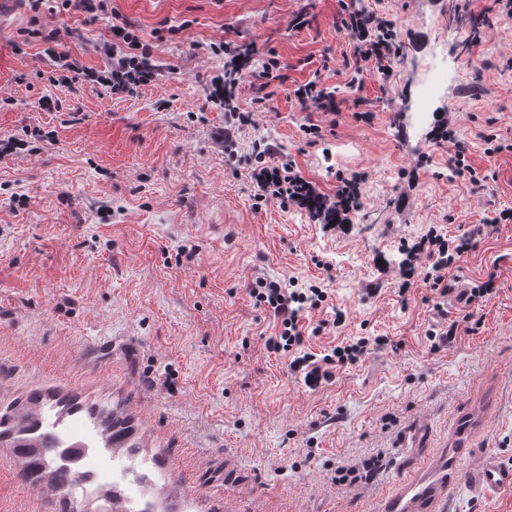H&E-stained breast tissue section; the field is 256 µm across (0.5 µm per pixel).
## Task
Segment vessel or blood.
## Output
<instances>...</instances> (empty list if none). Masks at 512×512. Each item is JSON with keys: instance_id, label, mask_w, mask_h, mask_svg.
Listing matches in <instances>:
<instances>
[{"instance_id": "obj_1", "label": "vessel or blood", "mask_w": 512, "mask_h": 512, "mask_svg": "<svg viewBox=\"0 0 512 512\" xmlns=\"http://www.w3.org/2000/svg\"><path fill=\"white\" fill-rule=\"evenodd\" d=\"M464 484L478 499L512 495V465L483 448H462L433 467L411 465L382 512H450L454 487Z\"/></svg>"}]
</instances>
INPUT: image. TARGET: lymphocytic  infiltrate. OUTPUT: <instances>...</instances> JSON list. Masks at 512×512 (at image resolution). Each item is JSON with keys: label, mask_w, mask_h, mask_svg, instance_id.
Returning <instances> with one entry per match:
<instances>
[{"label": "lymphocytic infiltrate", "mask_w": 512, "mask_h": 512, "mask_svg": "<svg viewBox=\"0 0 512 512\" xmlns=\"http://www.w3.org/2000/svg\"><path fill=\"white\" fill-rule=\"evenodd\" d=\"M336 26L344 32L351 46L352 83H361L369 74L386 79L393 77L394 63L402 50L394 19L372 8L368 0H341ZM110 31L112 40L103 46L110 64L107 70L96 71L83 67L69 51L61 48L57 30H40L44 55L60 73L59 84L82 81L104 86L112 94L121 96L160 78L162 71L153 60L151 47L143 44L127 23H111ZM211 50L225 56L224 75L212 81L209 100L224 108V149L230 153L237 144L239 130L254 122L252 113L239 111L235 91L240 78L256 63L257 49L252 44L223 41L212 45ZM293 95L304 112L335 113L341 109L335 89L326 86L319 77L295 88ZM252 150L256 163L250 168L249 178L258 189L256 201H275L282 208L304 211L314 223L330 227L351 223L353 215L361 208L364 172H349L341 177L335 192L328 193L315 180L305 176L294 161L275 162L278 152L275 143L258 141ZM473 247V237H448L434 229L428 230L410 247V258L427 261L422 280L429 284L434 294L435 309H442L454 291L450 270ZM251 295L280 322L278 334L267 340L268 349L290 355V370L302 374L306 386H319L332 378L334 369L357 363L369 350L389 343L384 336H356L320 353L307 347L303 320L309 311L323 307L327 301L328 291L322 284L302 287L261 279L256 281Z\"/></svg>", "instance_id": "1"}]
</instances>
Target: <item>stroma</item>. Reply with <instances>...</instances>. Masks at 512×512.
<instances>
[{
  "label": "stroma",
  "instance_id": "1",
  "mask_svg": "<svg viewBox=\"0 0 512 512\" xmlns=\"http://www.w3.org/2000/svg\"><path fill=\"white\" fill-rule=\"evenodd\" d=\"M396 18L395 76L348 87L338 0H108L110 13L153 46L163 74L116 99L86 83L56 86L37 34L59 28L82 64L108 65L107 15L35 12L28 0L0 27V136L25 145L0 158V403L36 391L108 401L135 428L158 474L163 512H380L412 462L459 446L512 464V18L491 0H369ZM306 12L307 24L291 21ZM484 14V64L464 42ZM252 43L276 54L283 82L237 88L255 125L224 154V113L208 102L224 58L210 44ZM443 77L421 112L430 69ZM321 73L341 110L298 111L289 89ZM51 97L53 109L41 108ZM457 144H433L442 117ZM313 120L320 137L305 135ZM497 134L506 149L483 153ZM266 138L328 192L365 172L363 207L332 231L306 213L256 203L245 165ZM464 147L485 175L475 188L449 165ZM475 234L436 311L428 285L400 299L403 241L429 227ZM495 273L496 292L467 304ZM326 282L324 309L345 323L309 336L319 352L353 336L391 346L311 389L267 351L275 322L249 294L256 278ZM471 315L477 328L432 349L426 332ZM380 465L370 481L341 466ZM22 482L0 447V512H57Z\"/></svg>",
  "mask_w": 512,
  "mask_h": 512
}]
</instances>
